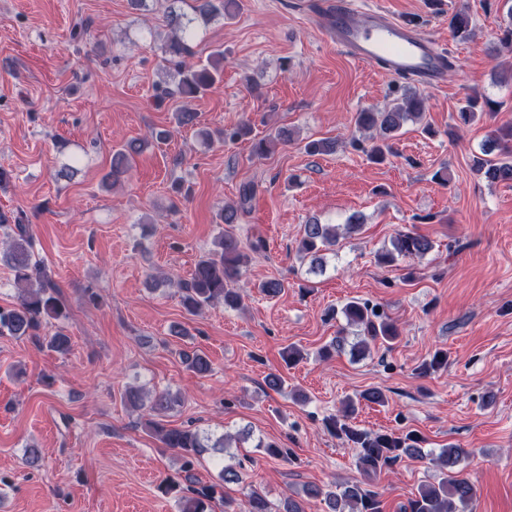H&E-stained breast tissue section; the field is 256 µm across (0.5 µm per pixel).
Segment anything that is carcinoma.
<instances>
[{
  "mask_svg": "<svg viewBox=\"0 0 512 512\" xmlns=\"http://www.w3.org/2000/svg\"><path fill=\"white\" fill-rule=\"evenodd\" d=\"M232 6L230 0H169L166 18L170 35L164 46V61L173 70L174 87L163 89L162 94H176L185 100H192L204 95L221 81L224 69V51L221 49H215L205 59L195 63L187 62L186 58L194 56L191 42L196 38L197 25H207L224 17L232 18ZM449 28L456 38L467 37L470 17L464 12L455 13L449 21ZM487 105L488 102L480 101L477 96L469 98L458 112L459 121L469 124L484 115L494 117L495 112L485 110ZM425 108L426 98L409 89L383 109L357 113L358 131H373L375 135L371 136L368 147L355 136L351 138V146L364 151L375 163L384 162L392 153V140L399 136L404 124L421 120ZM251 135L252 126L248 120H241L215 132H204V136H215L224 142L250 139L253 154L259 157L269 153L271 144H286L292 140V133L286 128L278 129L268 139L253 140ZM141 149L140 142L130 141L113 151L111 170L107 174L112 184L119 183L128 173ZM302 149L309 155L329 154L335 151L336 141L311 139L303 144ZM493 151L496 152L493 158L474 159L473 170L489 182H511V123L502 124L490 132L486 153ZM254 193L253 185L243 186L239 203L226 205L221 210V222L238 223L239 214L246 211V205ZM338 238V225L322 224L313 219L303 226L302 234L297 239L296 254L303 259L310 258L312 266L320 267L323 265L322 252L333 249ZM263 248L260 238L245 247L237 236L223 232L214 241V248L197 261L191 277L177 283L185 311L197 315L203 309L218 304L226 309L238 308L242 303L241 295L229 284L239 278L242 268L250 260V254H258ZM432 249L433 242L429 238L415 232H400L391 240V247L377 254V261L384 266H393L401 260L422 257ZM0 260L10 269L18 289L15 305L0 307V336L28 337L40 344L42 324L52 320L59 324L65 322L69 318V309L57 284L48 275L44 262L34 254L29 225L22 223L19 217L14 218L13 236L6 242V249L0 252ZM343 315L350 325L360 329L361 339L353 346L359 354L364 353L371 342L379 340L390 344L399 337L398 327L393 320L366 301L348 302L343 307ZM47 347L58 353H66L71 347L70 337L60 328L48 338ZM182 359L196 375L211 372V361L204 354L184 352ZM122 399L132 408L148 409L151 418L145 422V426L149 432L162 447L178 453L186 487H180L177 481L166 480L160 489L166 495L178 493L179 512H211L213 502L220 503L223 512H272L267 500L255 490L246 493L244 501L240 503L224 497V484H238L242 478L233 465L222 460L216 461L220 467V483L196 486L193 475L195 463L211 450L224 451L227 436L222 435L214 440L199 428L166 426L163 417L179 403L177 396L167 391L150 393L129 386L124 390ZM353 411L354 405L350 403L342 417L328 418L325 426L330 433L359 449L357 465L363 472L374 474L383 466L404 457H426L419 435L412 432L383 434L359 430L349 423ZM463 456L462 449L450 446L430 458V464L439 470L437 482L421 485L418 495L408 502L404 512H457L459 508L469 507L475 491L473 484L461 475L459 465ZM303 493L305 497L323 503L327 512H382L381 494L358 484L308 485Z\"/></svg>",
  "mask_w": 512,
  "mask_h": 512,
  "instance_id": "cac0c4a2",
  "label": "carcinoma"
}]
</instances>
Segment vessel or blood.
<instances>
[{
  "label": "vessel or blood",
  "mask_w": 512,
  "mask_h": 512,
  "mask_svg": "<svg viewBox=\"0 0 512 512\" xmlns=\"http://www.w3.org/2000/svg\"><path fill=\"white\" fill-rule=\"evenodd\" d=\"M324 32L353 60L386 76L438 87L448 73V53L427 31L359 0H303Z\"/></svg>",
  "instance_id": "vessel-or-blood-1"
}]
</instances>
